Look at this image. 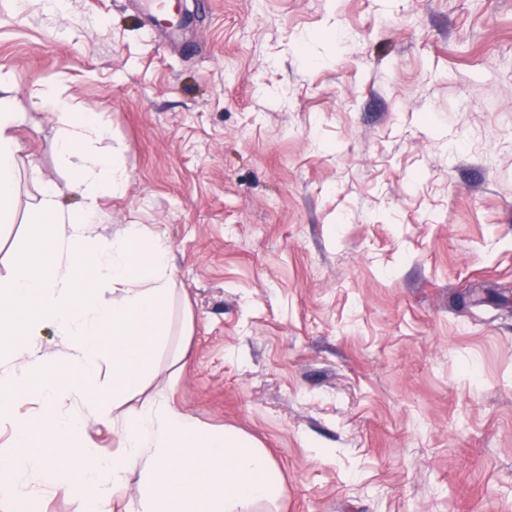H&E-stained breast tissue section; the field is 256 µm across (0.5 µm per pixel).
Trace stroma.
Segmentation results:
<instances>
[{
    "instance_id": "stroma-1",
    "label": "stroma",
    "mask_w": 512,
    "mask_h": 512,
    "mask_svg": "<svg viewBox=\"0 0 512 512\" xmlns=\"http://www.w3.org/2000/svg\"><path fill=\"white\" fill-rule=\"evenodd\" d=\"M0 0L15 105L46 84L129 173L95 233L171 246L166 399L265 448L269 512H512V0ZM0 274L75 173L19 127ZM193 318L182 340L184 315Z\"/></svg>"
}]
</instances>
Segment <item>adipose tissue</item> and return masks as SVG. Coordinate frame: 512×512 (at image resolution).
I'll use <instances>...</instances> for the list:
<instances>
[{"instance_id":"obj_1","label":"adipose tissue","mask_w":512,"mask_h":512,"mask_svg":"<svg viewBox=\"0 0 512 512\" xmlns=\"http://www.w3.org/2000/svg\"><path fill=\"white\" fill-rule=\"evenodd\" d=\"M38 98L42 115L60 127L57 154L76 169L69 190L82 204L63 209L57 185L44 183L37 239L0 276V423L12 429L0 448V502L8 512H42L38 490L47 487L78 496L85 512H109L111 493L134 479L139 495L129 512H257L276 503L284 491L277 467L234 430L205 429L167 402L148 401L125 413L121 450L105 457L84 415L67 408V401L84 400L102 359L112 365V388L84 401L86 415L107 418L111 404L142 387L169 335L170 245L153 237L137 263L132 250L144 242L141 225H125L108 241L96 237L98 202L119 192L128 172L117 156L93 151L106 134L95 113L75 112L51 85ZM33 120L16 110L12 80L0 72L1 224L12 219L21 151L15 131ZM46 325L71 350L70 377L63 385L43 381L33 414L22 405L49 360L31 338Z\"/></svg>"}]
</instances>
